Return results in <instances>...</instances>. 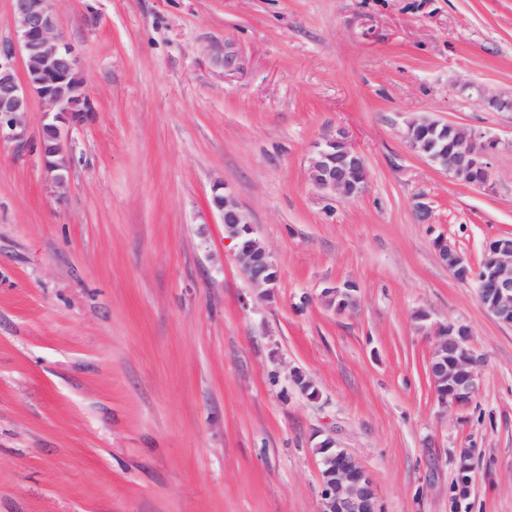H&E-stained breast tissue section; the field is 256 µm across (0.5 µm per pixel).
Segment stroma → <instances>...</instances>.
Returning <instances> with one entry per match:
<instances>
[{
  "label": "stroma",
  "instance_id": "1",
  "mask_svg": "<svg viewBox=\"0 0 512 512\" xmlns=\"http://www.w3.org/2000/svg\"><path fill=\"white\" fill-rule=\"evenodd\" d=\"M52 7L92 110L65 198L37 153L0 143V512H319L328 439L385 512H512V326L435 248L476 269L512 236V112L479 101L512 93V0ZM421 117L498 137L489 186L410 147ZM336 130L365 160L360 196L309 180ZM219 191L274 288L242 272ZM344 285L338 313L323 292ZM439 323L479 361L446 408ZM214 204L222 211L224 224L233 225V229L237 231L233 234L232 230H227L231 236L239 238L243 234L250 235V222L232 197L226 194L222 196L216 195L214 197ZM243 244L245 247L243 248L242 252L244 255L242 261H245V263L241 264L242 267L246 265V262L250 260H256L263 254V266L260 268L253 267L246 275L247 278L257 285H264L268 288V286L274 283L277 278V272L275 270L276 266L270 260L267 253L266 255L263 253L264 249L253 238L248 237L244 239ZM272 270H274L275 273L271 274ZM440 258L448 265L454 277L460 281H467L472 277L469 265L463 257L448 244L446 239H439L435 243Z\"/></svg>",
  "mask_w": 512,
  "mask_h": 512
}]
</instances>
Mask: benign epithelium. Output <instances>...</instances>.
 <instances>
[{
	"mask_svg": "<svg viewBox=\"0 0 512 512\" xmlns=\"http://www.w3.org/2000/svg\"><path fill=\"white\" fill-rule=\"evenodd\" d=\"M9 24L15 39L0 41V140L16 142L19 149L36 148L51 181L65 188L63 171L68 168L67 148L70 125L88 111L89 102L78 60L72 46L58 31L52 0H12ZM25 62L24 77L17 75L15 60ZM44 104L45 120L38 137L27 134L23 115L29 110L31 96ZM499 139L472 130L448 152V156L430 160L455 180L484 186L489 181V158L497 150ZM309 177L313 185L330 196H356L365 188L368 172L363 157L348 145L344 132L326 136L310 159ZM222 211L224 224L236 230L233 237L251 233L245 214L235 200L224 194L214 197ZM440 258L454 277L467 281L472 277L469 265L445 239L435 243ZM269 256L263 266L252 268L247 278L268 286L277 278ZM482 305L500 322L512 325V237H501L487 245L476 277ZM436 341L430 359L429 375L445 376L448 383L436 388L442 406L466 403L477 387L478 361L467 346L468 332L463 326L446 324L434 331ZM321 512H384L373 480L358 463H348L336 455V468L322 471Z\"/></svg>",
	"mask_w": 512,
	"mask_h": 512,
	"instance_id": "1",
	"label": "benign epithelium"
}]
</instances>
